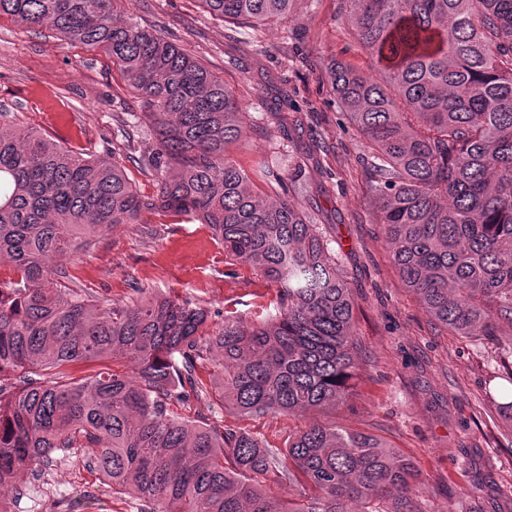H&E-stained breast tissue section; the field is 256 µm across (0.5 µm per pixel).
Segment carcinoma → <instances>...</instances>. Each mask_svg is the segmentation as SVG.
Segmentation results:
<instances>
[{
  "instance_id": "cac0c4a2",
  "label": "carcinoma",
  "mask_w": 512,
  "mask_h": 512,
  "mask_svg": "<svg viewBox=\"0 0 512 512\" xmlns=\"http://www.w3.org/2000/svg\"><path fill=\"white\" fill-rule=\"evenodd\" d=\"M226 22L289 20L294 0H201ZM370 74L333 59L323 77L360 132L375 223L403 284L458 336H512V0H344ZM124 0H0V17L107 56L156 139L139 194L115 163L0 124V490L64 448H84L112 492L145 512H421L414 462L378 437L317 424L272 446L240 428L176 417L200 399V307L171 298L88 299L59 279L64 258L143 211L193 215L234 264L278 288L258 322L224 319L223 399L247 417L333 408L347 396L358 331L336 254L288 197L268 200L228 157L242 105L165 33L122 15ZM485 401L512 432V342ZM100 362L79 379L46 368ZM129 365L121 371L111 364ZM304 477L318 496L285 500Z\"/></svg>"
}]
</instances>
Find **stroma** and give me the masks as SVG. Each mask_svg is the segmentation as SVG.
I'll use <instances>...</instances> for the list:
<instances>
[{
	"mask_svg": "<svg viewBox=\"0 0 512 512\" xmlns=\"http://www.w3.org/2000/svg\"><path fill=\"white\" fill-rule=\"evenodd\" d=\"M343 0H295L290 25L237 27L201 0H133L130 18L170 40L222 79L243 105V139L232 158L260 193L292 195L330 239L356 302L359 349L352 396L326 411L241 416L218 397V349L197 371L207 396L173 406L175 416L231 426L277 446L290 432L326 422L381 437L412 458L421 512H512V447L488 444L476 415L496 371L502 336H458L428 315L389 260L372 217L364 141L322 71L333 58L368 69L344 30ZM140 100L101 53L63 44L48 31L0 19V116L63 147L116 162L139 194L158 178L141 165L156 148L137 116ZM66 282L86 297L120 303L170 297L204 308L207 338L225 318L257 320L277 291L252 268L229 263L223 246L193 216L155 211L119 224L63 261ZM11 512H140L112 492L81 448L56 452L24 476Z\"/></svg>",
	"mask_w": 512,
	"mask_h": 512,
	"instance_id": "stroma-1",
	"label": "stroma"
}]
</instances>
